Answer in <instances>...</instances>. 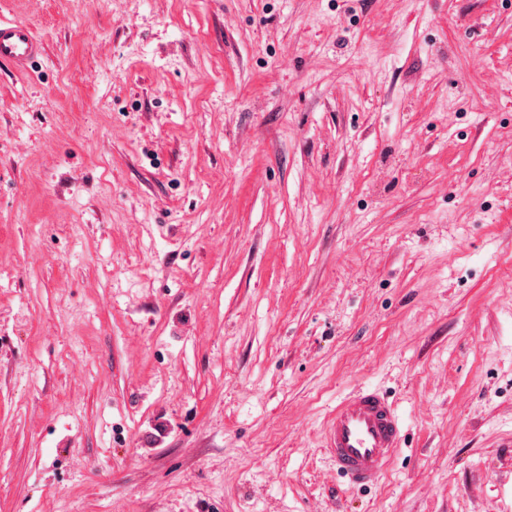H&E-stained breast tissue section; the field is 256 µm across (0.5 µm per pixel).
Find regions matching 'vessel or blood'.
I'll list each match as a JSON object with an SVG mask.
<instances>
[{"instance_id":"b4317fda","label":"vessel or blood","mask_w":512,"mask_h":512,"mask_svg":"<svg viewBox=\"0 0 512 512\" xmlns=\"http://www.w3.org/2000/svg\"><path fill=\"white\" fill-rule=\"evenodd\" d=\"M43 50L28 26L0 21V60L22 72ZM325 441L340 477L354 486L372 487L381 480L400 448L402 424L383 392L363 386L329 412Z\"/></svg>"}]
</instances>
